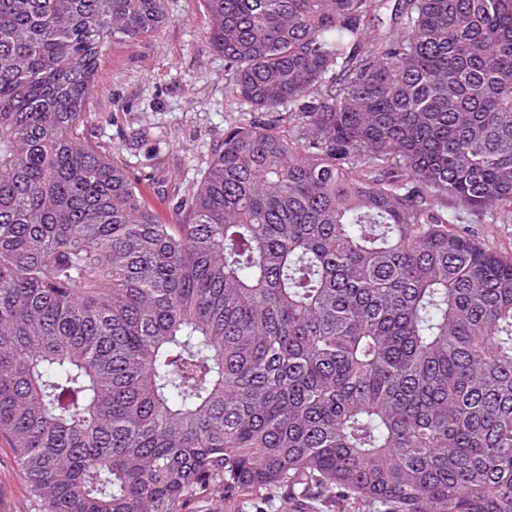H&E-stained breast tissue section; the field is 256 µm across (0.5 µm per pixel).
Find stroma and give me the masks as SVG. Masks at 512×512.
<instances>
[{
	"label": "stroma",
	"instance_id": "stroma-1",
	"mask_svg": "<svg viewBox=\"0 0 512 512\" xmlns=\"http://www.w3.org/2000/svg\"><path fill=\"white\" fill-rule=\"evenodd\" d=\"M168 20L137 43H115L99 68L90 109L93 138L124 163L145 201L165 222L196 186L225 130L248 122L230 92L224 57L209 45L203 0H165ZM456 226L512 258V223L497 224L449 204ZM29 493L8 441L0 437V512H29ZM189 512H295L285 495L228 490L201 497Z\"/></svg>",
	"mask_w": 512,
	"mask_h": 512
}]
</instances>
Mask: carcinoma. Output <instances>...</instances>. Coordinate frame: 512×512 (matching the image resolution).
<instances>
[{"label": "carcinoma", "instance_id": "1", "mask_svg": "<svg viewBox=\"0 0 512 512\" xmlns=\"http://www.w3.org/2000/svg\"><path fill=\"white\" fill-rule=\"evenodd\" d=\"M204 2L296 135L226 130L168 224L89 110L165 0H0V437L35 512H512V259L443 210L512 221V0ZM306 502V501H305ZM307 502L288 505L285 494L269 495L264 490H228L223 497H201L188 505L191 512H309Z\"/></svg>", "mask_w": 512, "mask_h": 512}]
</instances>
